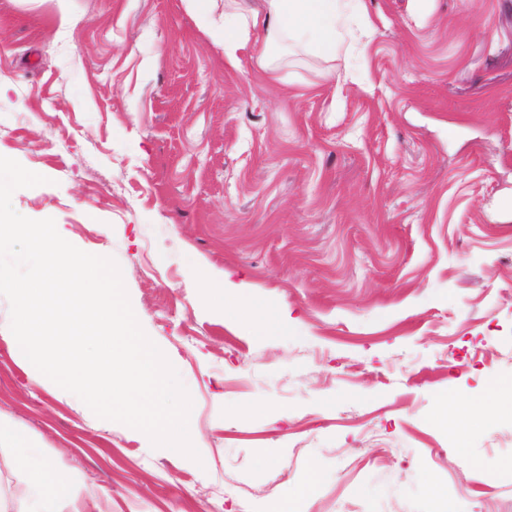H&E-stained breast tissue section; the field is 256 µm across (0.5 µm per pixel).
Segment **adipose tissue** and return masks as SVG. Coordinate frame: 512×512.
<instances>
[{"label": "adipose tissue", "mask_w": 512, "mask_h": 512, "mask_svg": "<svg viewBox=\"0 0 512 512\" xmlns=\"http://www.w3.org/2000/svg\"><path fill=\"white\" fill-rule=\"evenodd\" d=\"M263 13L245 10L243 0H224V26L217 38L229 66L239 64L249 29L265 26L268 36L257 48L260 66H267L278 44L310 45L324 56L335 55L343 37L349 0H263ZM7 444L15 469L27 487L24 512H61L51 474L52 459L13 423L0 416V444Z\"/></svg>", "instance_id": "1"}]
</instances>
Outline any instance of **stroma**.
Segmentation results:
<instances>
[{
	"label": "stroma",
	"mask_w": 512,
	"mask_h": 512,
	"mask_svg": "<svg viewBox=\"0 0 512 512\" xmlns=\"http://www.w3.org/2000/svg\"><path fill=\"white\" fill-rule=\"evenodd\" d=\"M0 0L14 192L113 258L188 390L199 460L103 420L10 342L0 413L88 512H512V0H359L335 57L248 32L224 62L187 0ZM233 272L281 327L217 311ZM468 406L465 439L432 424ZM320 478L310 483L311 469ZM201 286L202 288L211 289L220 295L221 301L219 303V306L222 308H224V301L226 300L227 297H238L239 294L236 292V290L244 288L243 284H235L232 281H230L226 274H224V279H221L216 277L209 271L203 272Z\"/></svg>",
	"instance_id": "obj_1"
}]
</instances>
